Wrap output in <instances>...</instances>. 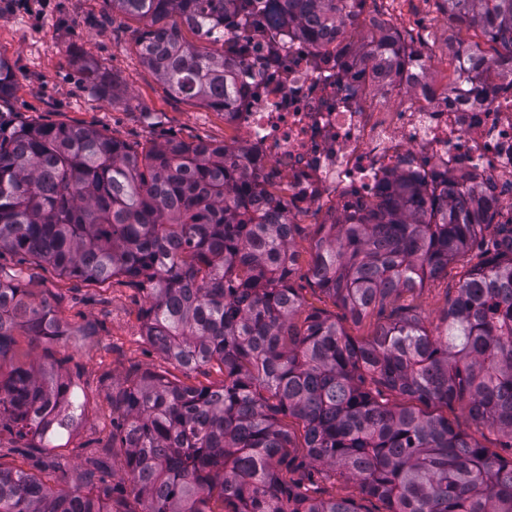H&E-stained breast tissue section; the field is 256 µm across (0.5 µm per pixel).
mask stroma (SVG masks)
Instances as JSON below:
<instances>
[{
	"label": "stroma",
	"mask_w": 512,
	"mask_h": 512,
	"mask_svg": "<svg viewBox=\"0 0 512 512\" xmlns=\"http://www.w3.org/2000/svg\"><path fill=\"white\" fill-rule=\"evenodd\" d=\"M385 16L400 30L428 40L429 74L447 81L453 70L449 41L456 31L432 0H386ZM142 21L112 14L104 0H0V57L16 73V82L0 95V111L18 121L91 126L127 142L192 141L209 138L240 144L242 134L224 125L223 113L171 95L136 54L133 41ZM87 55L113 72L117 81L112 99L103 98L93 79L72 65L73 55ZM311 210L296 234L293 248L300 255L295 279L303 287L305 304L337 313L338 308L317 288L308 285L313 233L321 220ZM471 252L449 265L446 276L397 300L386 301L360 323L343 320L345 331L361 339L387 321L397 305H410L425 322H435L453 297L465 272L477 264ZM31 290L48 298L69 334L51 348L65 359L64 374L78 376L85 395L79 425L66 439L71 454L95 450L112 431L108 398L113 386L134 367L169 378H189L198 384L216 383L217 368L184 375L164 360L144 334L139 318L145 299L125 284L99 287L60 276L51 266L31 265Z\"/></svg>",
	"instance_id": "35a3bbf8"
}]
</instances>
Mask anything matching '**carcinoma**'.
I'll use <instances>...</instances> for the list:
<instances>
[{
    "label": "carcinoma",
    "mask_w": 512,
    "mask_h": 512,
    "mask_svg": "<svg viewBox=\"0 0 512 512\" xmlns=\"http://www.w3.org/2000/svg\"><path fill=\"white\" fill-rule=\"evenodd\" d=\"M144 22L136 52L168 91L218 112L236 68L211 44L218 26L257 14L343 54L355 15L377 0H104ZM475 40L453 51L450 85L477 98L512 73V0H436ZM370 32L352 45L370 84L414 89L407 62ZM491 46L490 54L481 43ZM74 61L112 95L108 74ZM241 148L199 138L127 143L88 126L0 120V253L145 294V336L185 373L129 372L112 391V435L136 491L130 503L94 453L74 474L61 415L84 412L78 382L17 359L19 341L68 335L54 306L0 269V433L29 438L37 472L0 463V512H363L325 498L307 470L353 481L388 512H512V460L455 428L459 406L512 448V203L476 187L440 190L398 177L354 217L317 225L310 280L358 323L386 299L448 274L476 249L434 325L410 306L356 340L303 309L286 202L244 166Z\"/></svg>",
    "instance_id": "obj_1"
}]
</instances>
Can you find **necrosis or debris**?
Returning <instances> with one entry per match:
<instances>
[{"label":"necrosis or debris","mask_w":512,"mask_h":512,"mask_svg":"<svg viewBox=\"0 0 512 512\" xmlns=\"http://www.w3.org/2000/svg\"><path fill=\"white\" fill-rule=\"evenodd\" d=\"M236 65L239 93L227 120L243 135L251 163L284 190L288 216L309 208L363 210L384 180L404 171L422 183L452 179L480 183L501 198L512 186V84L473 106L465 92L440 100L414 94L401 112L367 111L352 89L361 69L342 73L331 50H319L280 29L242 16L220 35Z\"/></svg>","instance_id":"4bbe7bcc"}]
</instances>
